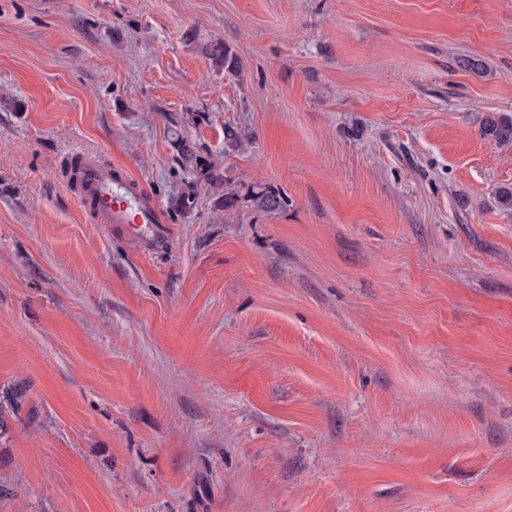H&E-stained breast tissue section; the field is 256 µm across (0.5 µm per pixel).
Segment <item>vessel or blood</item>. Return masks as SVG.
Returning a JSON list of instances; mask_svg holds the SVG:
<instances>
[{"label": "vessel or blood", "mask_w": 512, "mask_h": 512, "mask_svg": "<svg viewBox=\"0 0 512 512\" xmlns=\"http://www.w3.org/2000/svg\"><path fill=\"white\" fill-rule=\"evenodd\" d=\"M79 200L96 223L117 224L134 241L152 235L168 238L170 227L154 196L121 167L100 159L81 161L77 169Z\"/></svg>", "instance_id": "1"}]
</instances>
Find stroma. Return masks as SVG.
Masks as SVG:
<instances>
[{
    "mask_svg": "<svg viewBox=\"0 0 512 512\" xmlns=\"http://www.w3.org/2000/svg\"><path fill=\"white\" fill-rule=\"evenodd\" d=\"M487 112L512 0H0V512H512ZM89 157L170 243L94 223ZM202 50H204L218 71H224L227 74L239 71V59L224 40L210 41L203 45Z\"/></svg>",
    "mask_w": 512,
    "mask_h": 512,
    "instance_id": "35a3bbf8",
    "label": "stroma"
}]
</instances>
